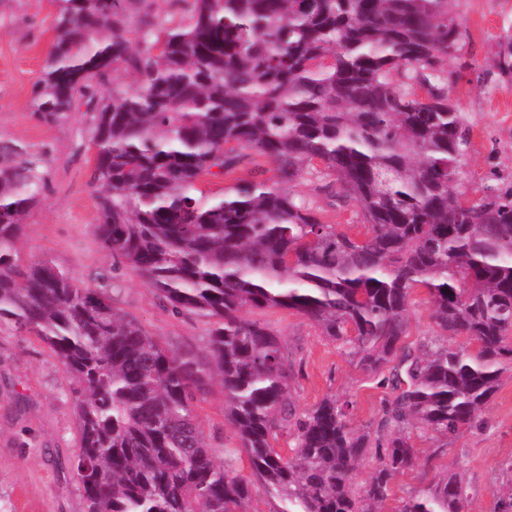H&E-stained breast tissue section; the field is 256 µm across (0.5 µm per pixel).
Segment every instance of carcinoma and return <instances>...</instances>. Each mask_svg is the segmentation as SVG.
Wrapping results in <instances>:
<instances>
[{"label": "carcinoma", "instance_id": "obj_1", "mask_svg": "<svg viewBox=\"0 0 512 512\" xmlns=\"http://www.w3.org/2000/svg\"><path fill=\"white\" fill-rule=\"evenodd\" d=\"M129 2L54 0L32 116L58 125L84 109L100 247L172 314L208 321V361L117 309L109 283L23 264L45 158L0 141V328L34 335L73 385L84 512H247L251 482L215 460L197 420L214 383L282 512H375L393 479L418 468L414 438L459 437L512 374V185L474 200L455 192L468 145L445 69L461 50L456 0H176L177 22L150 0L135 19ZM493 69L512 82L511 32ZM245 153L282 183L319 182L354 207L359 232L273 184L200 194L202 177L230 176ZM417 288L440 334L412 349ZM253 309L294 311L364 369L387 370L399 393L376 430L352 428L334 396L292 420V366ZM287 423L292 460L273 446ZM370 452L373 474L355 492ZM501 472L493 512H512V459ZM474 495L437 473L397 512H470Z\"/></svg>", "mask_w": 512, "mask_h": 512}]
</instances>
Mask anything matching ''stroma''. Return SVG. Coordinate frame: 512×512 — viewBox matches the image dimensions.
Here are the masks:
<instances>
[{"mask_svg":"<svg viewBox=\"0 0 512 512\" xmlns=\"http://www.w3.org/2000/svg\"><path fill=\"white\" fill-rule=\"evenodd\" d=\"M460 11L463 49L448 69L455 76L451 97L466 117L471 145L457 192L474 199L484 186L512 184V84L498 83L492 73L495 40L512 27V0H461ZM52 19L51 0H0V139L42 153L48 178L25 219L21 257L51 261L90 287L109 277L122 312L167 346L205 352V319L171 314L140 277L101 249L94 233L96 187L83 113L55 127L30 116L32 88L56 38ZM252 316L271 326L293 365L289 389L295 415L333 395L348 401L353 427L375 430L381 406L394 395L383 374L360 368L295 312L256 310ZM199 415L207 443L217 459H225L236 440L224 420L220 388L201 403ZM74 435L70 389L59 360L28 336L1 330L0 512H82L68 465ZM415 444L420 466L395 477L383 512H394L401 498L445 470L474 489L473 512H490L500 467L512 458V376L502 378L479 426L452 441L431 433Z\"/></svg>","mask_w":512,"mask_h":512,"instance_id":"stroma-1","label":"stroma"}]
</instances>
